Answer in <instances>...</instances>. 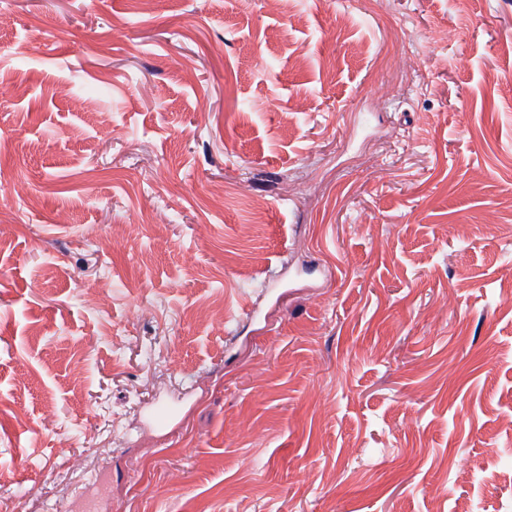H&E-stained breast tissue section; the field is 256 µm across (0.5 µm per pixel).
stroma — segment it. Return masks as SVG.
<instances>
[{
  "label": "stroma",
  "instance_id": "obj_1",
  "mask_svg": "<svg viewBox=\"0 0 512 512\" xmlns=\"http://www.w3.org/2000/svg\"><path fill=\"white\" fill-rule=\"evenodd\" d=\"M0 14V512H512V0Z\"/></svg>",
  "mask_w": 512,
  "mask_h": 512
}]
</instances>
